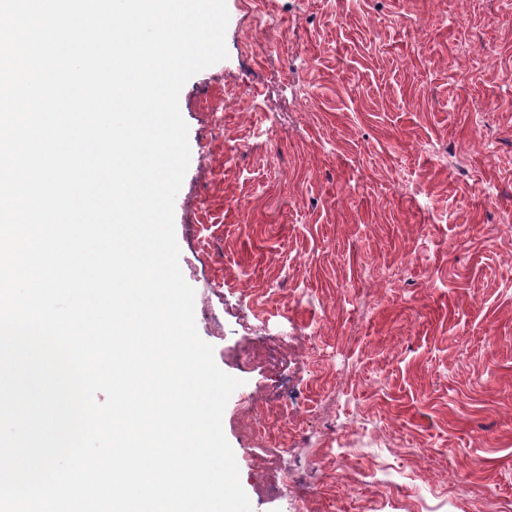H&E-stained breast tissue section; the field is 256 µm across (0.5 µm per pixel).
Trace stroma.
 Segmentation results:
<instances>
[{"label":"stroma","instance_id":"35a3bbf8","mask_svg":"<svg viewBox=\"0 0 512 512\" xmlns=\"http://www.w3.org/2000/svg\"><path fill=\"white\" fill-rule=\"evenodd\" d=\"M227 7L174 214L253 512H512V0Z\"/></svg>","mask_w":512,"mask_h":512}]
</instances>
